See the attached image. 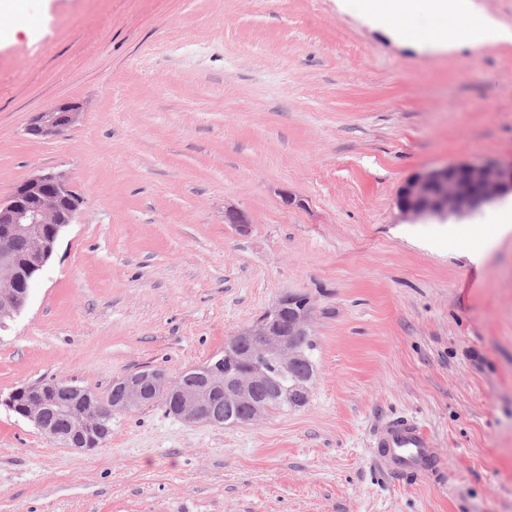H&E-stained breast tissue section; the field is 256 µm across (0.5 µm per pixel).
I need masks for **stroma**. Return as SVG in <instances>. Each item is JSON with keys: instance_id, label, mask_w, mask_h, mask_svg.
I'll return each instance as SVG.
<instances>
[{"instance_id": "35a3bbf8", "label": "stroma", "mask_w": 512, "mask_h": 512, "mask_svg": "<svg viewBox=\"0 0 512 512\" xmlns=\"http://www.w3.org/2000/svg\"><path fill=\"white\" fill-rule=\"evenodd\" d=\"M26 2L0 18V197L45 168L83 205L0 333V396L175 377L286 293L315 301L316 379L256 424L116 413L90 453L1 405L0 512H512V233L396 207L416 173L512 161V43L421 49L357 0ZM64 101L75 126L26 134ZM392 415L444 479L377 465Z\"/></svg>"}]
</instances>
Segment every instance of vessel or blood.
Listing matches in <instances>:
<instances>
[{"label":"vessel or blood","instance_id":"vessel-or-blood-1","mask_svg":"<svg viewBox=\"0 0 512 512\" xmlns=\"http://www.w3.org/2000/svg\"><path fill=\"white\" fill-rule=\"evenodd\" d=\"M377 463L397 476L433 472L436 457L429 432L411 416L384 419L373 441Z\"/></svg>","mask_w":512,"mask_h":512}]
</instances>
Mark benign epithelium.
<instances>
[{"label": "benign epithelium", "instance_id": "7a95c632", "mask_svg": "<svg viewBox=\"0 0 512 512\" xmlns=\"http://www.w3.org/2000/svg\"><path fill=\"white\" fill-rule=\"evenodd\" d=\"M82 105L58 103L37 113L26 132L33 136H58L75 125ZM512 194V163H459L418 173L400 188L396 207L406 221L429 217L464 216L475 209ZM82 199L71 189L62 172L39 170L0 199V329L25 308L29 283L50 260L57 240L72 223ZM224 221L236 232L247 234L251 224L241 209L228 206ZM313 304L293 295L279 298L253 321L228 338L224 352L198 373L197 381L185 384L158 369L131 373L118 381L112 405L99 402L87 387H74L75 400L63 412L59 427L51 394L53 381L35 382L14 389L6 406L22 414L48 439L60 441L74 451L101 447L99 418L114 412H135L166 395L169 412L189 423L232 424L257 422L268 417L261 397L268 379L266 362L274 361L286 371L299 366L307 372L298 377L289 399L306 404L313 386L314 364L300 339L313 335ZM224 398L227 413H216Z\"/></svg>", "mask_w": 512, "mask_h": 512}]
</instances>
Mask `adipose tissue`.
<instances>
[{
  "label": "adipose tissue",
  "mask_w": 512,
  "mask_h": 512,
  "mask_svg": "<svg viewBox=\"0 0 512 512\" xmlns=\"http://www.w3.org/2000/svg\"><path fill=\"white\" fill-rule=\"evenodd\" d=\"M362 12L402 38L446 50L458 44L481 48L512 42V27L477 9L473 0H360ZM429 27L415 31L417 21Z\"/></svg>",
  "instance_id": "1"
}]
</instances>
